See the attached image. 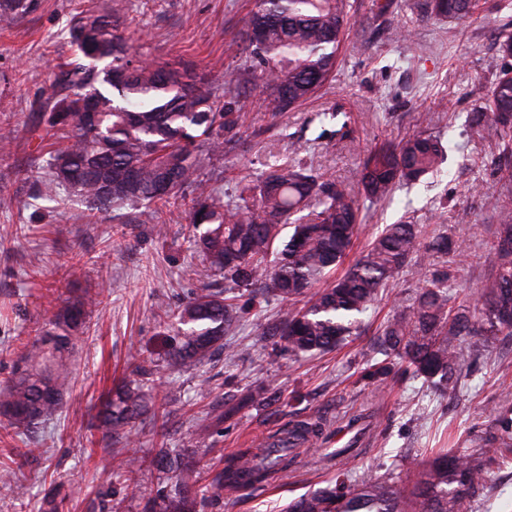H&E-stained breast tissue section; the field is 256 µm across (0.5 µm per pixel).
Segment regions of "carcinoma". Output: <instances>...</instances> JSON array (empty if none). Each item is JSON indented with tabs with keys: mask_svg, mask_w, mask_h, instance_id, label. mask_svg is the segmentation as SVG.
I'll return each mask as SVG.
<instances>
[{
	"mask_svg": "<svg viewBox=\"0 0 512 512\" xmlns=\"http://www.w3.org/2000/svg\"><path fill=\"white\" fill-rule=\"evenodd\" d=\"M32 0H0V24L8 26L27 14ZM422 10L436 17L463 21L475 13L478 0H421ZM350 0H253L242 52L262 78L261 91L275 117L316 96L327 87L350 21ZM122 5L107 15L81 11L68 28L75 57L53 72L56 97L47 114L49 130H65L68 144L47 161L43 194L64 188L102 213L129 206L137 216L151 215L195 195L188 207L189 224L198 231L196 246L210 269L224 274L227 288L205 290L177 308L176 334L169 351L172 365H202L224 348V337L236 328L238 290L251 299L272 295L284 308L277 335L295 357L324 353L343 344L360 329V316L381 290L394 284L418 253H448V236L421 242L415 224H391L334 284L298 309L310 288L334 271L350 252L360 221L358 195L371 202L386 197L404 181L433 173L444 158L436 138L417 134L373 152L360 174L362 193L348 184L322 180L312 168L272 165L256 180L237 182L236 201L200 180L204 162L241 146L239 121L248 97L224 83L231 101L188 69L151 61L137 52L120 31ZM96 97V112L85 118L82 101ZM473 131L487 133L499 154L512 159V67L499 71L483 111L472 119ZM317 206L291 219L306 202ZM500 224L494 247L493 273L484 285L481 307L451 303L448 276L415 270L419 285L412 305L387 322L379 347L415 375L431 380L435 390H452L465 350L477 355L499 336L512 337V194L498 201ZM293 223L285 240L281 228ZM278 251L279 262L265 264ZM85 300L67 305L48 320L46 339L27 344L15 365L14 378L0 391V414L10 427L31 433L63 405L70 380L64 353L85 323ZM146 395L129 384L118 386L99 413L102 438L118 445L129 440L128 426L147 412ZM161 448L157 463L180 481L181 489L153 503L150 512H194L196 477L181 454L165 447V417L153 415ZM322 431L319 423H297L262 442L263 458L243 452L228 459L205 486L219 497L224 487L237 489L267 483L288 472V449ZM474 450L438 452L414 485L415 512H472L487 487L489 467L512 454V404L499 406L469 435ZM285 512H408L405 496L392 480L370 475L352 485H335L291 500Z\"/></svg>",
	"mask_w": 512,
	"mask_h": 512,
	"instance_id": "1",
	"label": "carcinoma"
}]
</instances>
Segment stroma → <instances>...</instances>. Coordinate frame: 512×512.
Wrapping results in <instances>:
<instances>
[{
  "label": "stroma",
  "mask_w": 512,
  "mask_h": 512,
  "mask_svg": "<svg viewBox=\"0 0 512 512\" xmlns=\"http://www.w3.org/2000/svg\"><path fill=\"white\" fill-rule=\"evenodd\" d=\"M395 0L374 18L372 0H352L353 18L335 79L321 95L281 114L269 128L260 76L243 72L244 21L253 0H125L122 26L151 59L189 66L215 87L241 69L240 87L253 105L239 133L250 149L213 158L203 168L224 197L235 180L266 164L298 163L325 180L357 185L363 158L385 142L424 131L445 157L437 172L398 185L384 201H362L361 224L348 255L356 260L388 224L417 225L422 240L447 233L453 250L430 257L428 272H447L453 298L481 302L492 273L497 200L505 192L499 154L470 126L501 68L498 33L512 30V0H478L466 22L431 19ZM111 0H34L31 11L0 29V385L12 375L23 343L42 338L47 316L97 292L86 330L66 355L72 371L64 406L32 434H16L0 416V466L16 470L0 484V512H144L151 499L172 493L173 480L153 464L158 442L151 412L170 416L168 440L182 449L201 482L211 466L240 452H259L263 439L292 425L323 422L317 446L298 447L299 462L284 478L248 490L225 489L199 512H284L289 500L334 483L337 471L405 479L424 468L436 448L463 447L477 416L512 402V338L468 357L460 386L433 395L422 380L395 368L375 369L378 332L410 304L418 282L404 271L363 314V332L333 351L295 359L271 327L281 307L273 297H239L240 322L204 366L171 367L172 313L198 289L220 288L194 245L184 205L137 224L121 211L86 223L85 204L69 191L40 198L51 153L65 145L46 131L51 71L71 58L72 16L106 13ZM146 374H138L135 364ZM134 381L149 393V416L136 420L132 452L141 460L137 490L120 475L106 449L97 413L110 389ZM264 390L261 402L247 396ZM369 429L357 456L310 465L317 448H340L353 433L351 415ZM493 491L473 512H512V464L490 469Z\"/></svg>",
  "instance_id": "1"
}]
</instances>
